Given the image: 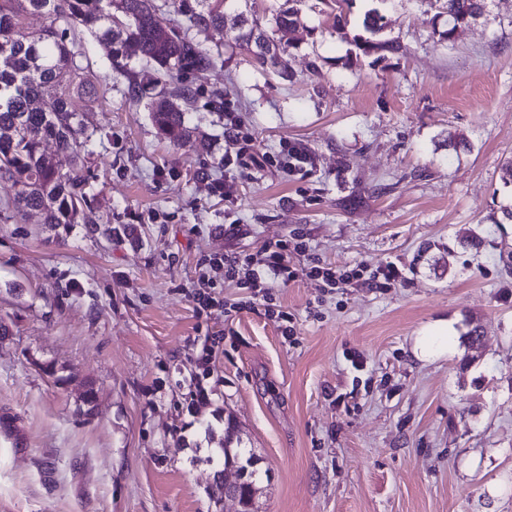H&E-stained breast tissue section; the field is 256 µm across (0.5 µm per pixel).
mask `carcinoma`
<instances>
[{
    "mask_svg": "<svg viewBox=\"0 0 512 512\" xmlns=\"http://www.w3.org/2000/svg\"><path fill=\"white\" fill-rule=\"evenodd\" d=\"M173 13L165 16L156 0H0V186L10 192L7 206L23 220L40 224H78L93 191L88 174V143L94 132L83 112L92 98L86 54L75 33L82 31L103 43L109 67L127 81L131 101L145 96L139 69L150 68L160 90L149 97L150 119L157 134L175 146L186 144L195 128L189 112L199 97L192 75L223 62L200 36L225 31L235 45L246 48L266 73L268 59L289 53L292 44L267 35L242 11L226 26L229 0H169ZM283 0L273 15L276 31L287 36L301 26L298 4ZM332 29L345 30L354 0H330ZM438 6L432 33L441 42H454L472 23L488 13V0H418ZM37 13L47 19L38 32L26 30L24 19ZM362 32L350 39L347 63L361 58L378 61L397 53L395 39L382 40L385 27L379 8L364 13ZM51 143L54 151L45 145ZM69 157L62 168L57 156ZM224 462L252 466V454L231 447L225 439Z\"/></svg>",
    "mask_w": 512,
    "mask_h": 512,
    "instance_id": "1",
    "label": "carcinoma"
}]
</instances>
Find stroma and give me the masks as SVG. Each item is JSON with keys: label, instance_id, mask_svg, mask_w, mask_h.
<instances>
[{"label": "stroma", "instance_id": "1", "mask_svg": "<svg viewBox=\"0 0 512 512\" xmlns=\"http://www.w3.org/2000/svg\"><path fill=\"white\" fill-rule=\"evenodd\" d=\"M300 9L290 82L209 34L224 63L193 76L181 147L83 36L106 90L85 114L89 221L0 212V512H234L210 499L211 441L229 425L258 460L254 512H512V0L448 44L419 0H392L402 53L350 67L321 0ZM230 80L224 103L256 148L311 153L306 174L235 165L225 117L205 106ZM297 233L296 267L392 262L403 277L272 284L283 321L216 271L213 296L239 310H199L206 256ZM218 335L213 395L188 413ZM222 340V336H213L211 339V345H204L199 355L197 356L196 366L199 371L194 377L190 378L189 386L191 388V401L188 405V408L203 404L209 400L211 389L207 388L204 380L208 375L210 363L216 352L215 348L219 347V344L222 342Z\"/></svg>", "mask_w": 512, "mask_h": 512}]
</instances>
